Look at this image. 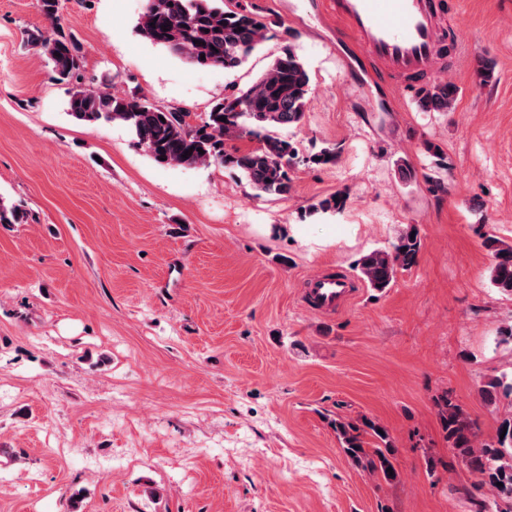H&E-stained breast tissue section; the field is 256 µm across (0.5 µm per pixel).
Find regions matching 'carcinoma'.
<instances>
[{
    "label": "carcinoma",
    "instance_id": "obj_1",
    "mask_svg": "<svg viewBox=\"0 0 512 512\" xmlns=\"http://www.w3.org/2000/svg\"><path fill=\"white\" fill-rule=\"evenodd\" d=\"M137 31L155 46L201 68L227 70L241 66L265 41L267 25L251 11L224 7V0H146ZM27 43L46 56L56 81L70 86L68 114L77 121L123 123L152 160L161 166L197 167L212 163L238 171L257 192L286 197L293 189L290 167L298 156L293 142L277 133L299 126L311 99L309 72L292 47L283 48L268 69L246 89L216 101L201 124L189 114L157 106L137 95L111 93L100 87L80 86L83 57L73 40L57 30L49 39L36 30ZM458 87L440 81L417 98L421 112H450ZM226 121H221V118ZM256 138L255 148L224 147V141ZM347 195L337 192L318 202L322 211H340ZM27 213L0 195V224H24ZM416 225L408 224L391 247L363 255L355 264L358 276L377 292L391 286L400 270L417 262L421 248ZM484 246L494 259L490 280L494 288L512 294V245L488 236ZM494 404L512 396V382L496 377L482 388ZM443 437L480 488L486 487L494 504L512 506V413L504 416L496 435L480 442L477 427L464 408L445 392L437 400ZM340 448L352 462L385 482L399 476L396 448L389 430L360 416L332 421Z\"/></svg>",
    "mask_w": 512,
    "mask_h": 512
}]
</instances>
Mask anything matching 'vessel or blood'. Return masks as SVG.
<instances>
[{
  "label": "vessel or blood",
  "mask_w": 512,
  "mask_h": 512,
  "mask_svg": "<svg viewBox=\"0 0 512 512\" xmlns=\"http://www.w3.org/2000/svg\"><path fill=\"white\" fill-rule=\"evenodd\" d=\"M325 9L348 32L371 83H381L390 72L436 74L441 48L457 41L455 28L437 23L439 0H326ZM348 292L347 281L314 277L308 296L316 309L326 310Z\"/></svg>",
  "instance_id": "vessel-or-blood-1"
}]
</instances>
